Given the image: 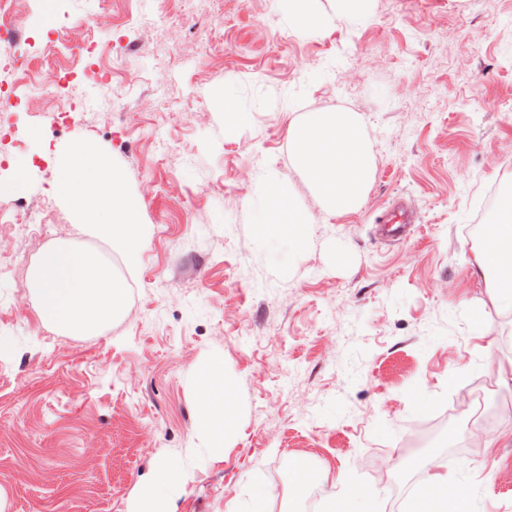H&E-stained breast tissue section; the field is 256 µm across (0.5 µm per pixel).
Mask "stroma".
Masks as SVG:
<instances>
[{
  "label": "stroma",
  "instance_id": "1",
  "mask_svg": "<svg viewBox=\"0 0 512 512\" xmlns=\"http://www.w3.org/2000/svg\"><path fill=\"white\" fill-rule=\"evenodd\" d=\"M316 38L289 41L270 0H38L17 30L68 17L113 55L144 64L66 86L89 120L56 125L50 98L14 114L32 157L22 194L60 241L125 274L107 242L82 233L51 191L57 159L96 144L124 171L149 236L128 281L125 313L88 336L43 324L19 287L44 244L0 222V512H128L138 481L176 457L192 478L175 512H225L247 478L287 507L289 463L326 469L321 497L347 486L412 500L400 459L435 420L445 444L425 447L450 481L468 483L463 512H512L508 412L484 416L491 448L468 442L460 401L494 386L512 401V310L477 268L480 195L512 180V0H368ZM150 22L112 36L127 14ZM246 114L224 127L225 79ZM122 100L123 114L113 110ZM358 113L375 161L354 211L326 213L294 165L289 122L306 112ZM276 173L311 222L301 246L260 240L247 199ZM406 199L414 231L381 238L378 217ZM211 357L239 411L224 457L198 436L192 372Z\"/></svg>",
  "mask_w": 512,
  "mask_h": 512
}]
</instances>
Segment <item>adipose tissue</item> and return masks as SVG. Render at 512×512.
Masks as SVG:
<instances>
[{"label":"adipose tissue","mask_w":512,"mask_h":512,"mask_svg":"<svg viewBox=\"0 0 512 512\" xmlns=\"http://www.w3.org/2000/svg\"><path fill=\"white\" fill-rule=\"evenodd\" d=\"M292 159L324 210L342 215L355 210L371 184L373 156L360 116L342 110L308 112L288 128ZM53 190L80 218V228L106 239L128 271H135L146 238L139 206L124 174L102 151L77 142L61 153ZM253 222L267 242L300 245L308 215L295 202L292 187L268 176ZM487 245L477 254L478 268L497 276L491 286L494 301L512 309V207L499 211L494 223L483 226ZM29 288L38 302L37 314L47 325L84 336L120 317L127 305L126 279L93 255L68 244L46 248L31 266ZM202 415L199 430L214 447L224 444V431L236 415V405L224 394V367L212 361L194 372ZM191 478L182 460L157 462L142 478L129 512H175L178 493Z\"/></svg>","instance_id":"1"}]
</instances>
